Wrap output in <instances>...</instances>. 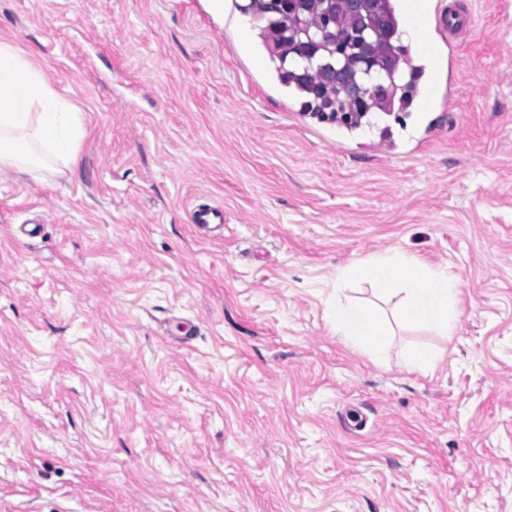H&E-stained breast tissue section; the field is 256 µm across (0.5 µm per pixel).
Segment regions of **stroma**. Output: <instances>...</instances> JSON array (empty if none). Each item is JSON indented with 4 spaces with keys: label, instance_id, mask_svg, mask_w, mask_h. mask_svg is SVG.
Segmentation results:
<instances>
[{
    "label": "stroma",
    "instance_id": "obj_1",
    "mask_svg": "<svg viewBox=\"0 0 512 512\" xmlns=\"http://www.w3.org/2000/svg\"><path fill=\"white\" fill-rule=\"evenodd\" d=\"M246 2L0 0L86 128L75 168L0 171V512H512V0H431L449 107L352 131ZM385 250L448 265L459 321L378 364L328 305ZM192 224L199 235H206L224 226V210L215 206L198 207L192 212Z\"/></svg>",
    "mask_w": 512,
    "mask_h": 512
}]
</instances>
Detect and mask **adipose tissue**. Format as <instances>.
<instances>
[{
  "mask_svg": "<svg viewBox=\"0 0 512 512\" xmlns=\"http://www.w3.org/2000/svg\"><path fill=\"white\" fill-rule=\"evenodd\" d=\"M82 135L80 112L53 91L24 49L0 39V169L29 173L49 163L73 167ZM355 282L369 284L378 299L394 302L400 326L445 335L457 327L459 279L448 267L386 252L337 269V286ZM328 319L339 340L375 362L386 360L390 329L376 303L340 297Z\"/></svg>",
  "mask_w": 512,
  "mask_h": 512,
  "instance_id": "obj_1",
  "label": "adipose tissue"
}]
</instances>
